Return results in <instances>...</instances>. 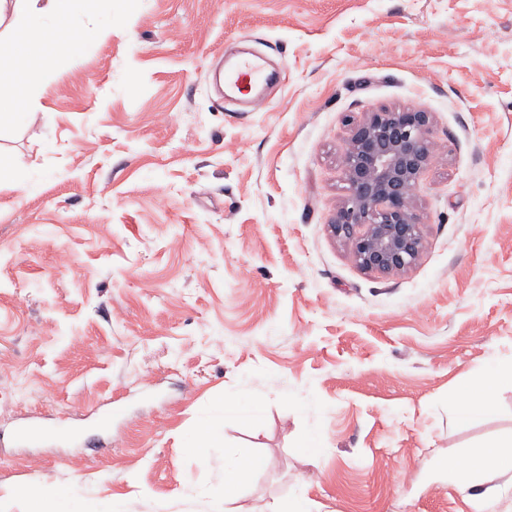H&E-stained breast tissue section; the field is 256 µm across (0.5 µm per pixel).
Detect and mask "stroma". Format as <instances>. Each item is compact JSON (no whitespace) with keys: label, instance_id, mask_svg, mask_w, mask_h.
<instances>
[{"label":"stroma","instance_id":"obj_1","mask_svg":"<svg viewBox=\"0 0 512 512\" xmlns=\"http://www.w3.org/2000/svg\"><path fill=\"white\" fill-rule=\"evenodd\" d=\"M234 44L284 68L253 112L214 87ZM40 104L0 128L32 181L0 185V428L50 429L0 447V512L64 484L125 512H475L436 463L512 433V387L451 413L512 359V0H112ZM403 108L436 150L423 251L383 275L328 225L354 126ZM224 398L262 411L192 450ZM228 446L268 461L232 493ZM512 386V360L493 361L453 397L452 414L461 425L471 424L495 411L497 391Z\"/></svg>","mask_w":512,"mask_h":512}]
</instances>
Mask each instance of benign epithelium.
Listing matches in <instances>:
<instances>
[{
  "label": "benign epithelium",
  "instance_id": "benign-epithelium-1",
  "mask_svg": "<svg viewBox=\"0 0 512 512\" xmlns=\"http://www.w3.org/2000/svg\"><path fill=\"white\" fill-rule=\"evenodd\" d=\"M430 125L427 112H374L356 125L345 147L348 196L329 228L350 243L365 271L399 272L422 252L413 196L431 161Z\"/></svg>",
  "mask_w": 512,
  "mask_h": 512
}]
</instances>
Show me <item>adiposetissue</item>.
Instances as JSON below:
<instances>
[{
    "label": "adipose tissue",
    "instance_id": "adipose-tissue-1",
    "mask_svg": "<svg viewBox=\"0 0 512 512\" xmlns=\"http://www.w3.org/2000/svg\"><path fill=\"white\" fill-rule=\"evenodd\" d=\"M94 0H0V43L8 35L21 34L20 45L11 46L10 65H0V125L14 124L34 115L42 96L46 59L56 51L54 35L61 24L85 15L93 16ZM512 386V360L494 361L461 389L452 400L454 420L473 423L495 411L496 395ZM261 406L254 400L227 399L201 418L191 435V447H205L209 435L224 426L226 415L243 420L256 418ZM265 465L263 457L249 448L224 451V488L232 491L246 484ZM449 480L472 497L477 512H496L495 496L486 484L496 474L512 471V435L467 448L462 460L445 465ZM20 496L27 512H98L93 499L68 487L51 491L23 488Z\"/></svg>",
    "mask_w": 512,
    "mask_h": 512
}]
</instances>
